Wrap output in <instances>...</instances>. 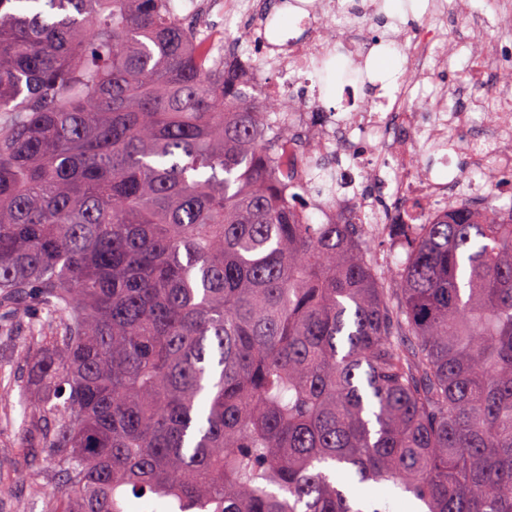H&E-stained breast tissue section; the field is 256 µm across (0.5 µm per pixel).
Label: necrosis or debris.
Segmentation results:
<instances>
[{"label": "necrosis or debris", "mask_w": 512, "mask_h": 512, "mask_svg": "<svg viewBox=\"0 0 512 512\" xmlns=\"http://www.w3.org/2000/svg\"><path fill=\"white\" fill-rule=\"evenodd\" d=\"M372 7L362 0H316L298 17L305 38L277 42L268 37L271 15L264 0H247L241 14L248 23V39H234L225 46L224 58L245 72L244 83L266 95L278 86L267 80L261 61L277 58L290 87L306 82L318 58L332 56L336 45L330 30H343L347 52L355 60L371 54L399 51L404 59L396 92L365 98L362 92L341 86L336 95L343 103L337 114L323 117L319 101L299 100L288 114V156L299 160L308 148L331 157L342 173L338 196L347 210L335 211L329 199H321L324 220L341 219L358 224H400L415 219L424 224L430 213L441 210L448 198L464 195L476 205L497 212V196L504 180H512V113L497 112L475 118L468 107L476 90L497 99L507 97L499 83L507 58L505 39L488 43L475 57L481 73L472 83H462L452 93H441L428 107L417 106L411 88L420 74L428 73L435 47L427 30L409 32L399 39L367 36ZM483 133L473 135L475 123ZM468 136V165L451 179L421 165V141L455 140ZM388 203H381L380 191Z\"/></svg>", "instance_id": "4bbe7bcc"}]
</instances>
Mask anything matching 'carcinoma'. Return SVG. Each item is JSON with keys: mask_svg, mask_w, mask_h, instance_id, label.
<instances>
[{"mask_svg": "<svg viewBox=\"0 0 512 512\" xmlns=\"http://www.w3.org/2000/svg\"><path fill=\"white\" fill-rule=\"evenodd\" d=\"M176 0H0V312L55 512H512V205L315 224Z\"/></svg>", "mask_w": 512, "mask_h": 512, "instance_id": "carcinoma-1", "label": "carcinoma"}]
</instances>
